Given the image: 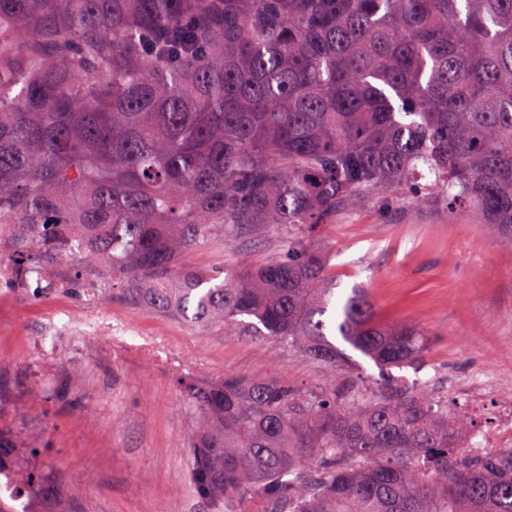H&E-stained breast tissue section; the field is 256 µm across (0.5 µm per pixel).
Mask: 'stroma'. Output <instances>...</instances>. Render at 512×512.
Segmentation results:
<instances>
[{
	"mask_svg": "<svg viewBox=\"0 0 512 512\" xmlns=\"http://www.w3.org/2000/svg\"><path fill=\"white\" fill-rule=\"evenodd\" d=\"M327 255L338 295L362 288L386 324L425 334L427 366L400 369L434 378L449 409L462 410L457 383L497 384L474 419L495 427L512 396V250L469 210L439 201L383 210L375 201L337 212L308 236ZM283 249L279 230L246 232L190 253L187 264L261 265ZM73 329L43 343L54 306ZM227 375L330 382L299 353L201 336L175 318L119 300L82 303L25 292L0 306V428L27 448L42 483L66 492L71 512H218L194 490L191 442L202 417L180 380Z\"/></svg>",
	"mask_w": 512,
	"mask_h": 512,
	"instance_id": "1",
	"label": "stroma"
}]
</instances>
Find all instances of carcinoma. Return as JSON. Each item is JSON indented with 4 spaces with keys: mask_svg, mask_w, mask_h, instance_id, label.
<instances>
[{
    "mask_svg": "<svg viewBox=\"0 0 512 512\" xmlns=\"http://www.w3.org/2000/svg\"><path fill=\"white\" fill-rule=\"evenodd\" d=\"M440 198L512 248V0H0V247L43 291L114 297L352 373L423 363L303 233ZM273 225L234 275L184 257ZM197 495L243 512H512V446L466 451L428 380L181 383ZM17 490L48 497L24 461Z\"/></svg>",
    "mask_w": 512,
    "mask_h": 512,
    "instance_id": "cac0c4a2",
    "label": "carcinoma"
}]
</instances>
